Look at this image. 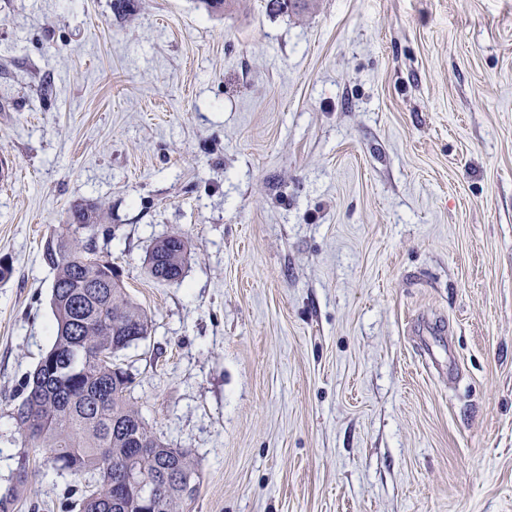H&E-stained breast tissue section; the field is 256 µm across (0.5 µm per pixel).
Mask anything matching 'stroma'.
I'll return each instance as SVG.
<instances>
[{
  "mask_svg": "<svg viewBox=\"0 0 512 512\" xmlns=\"http://www.w3.org/2000/svg\"><path fill=\"white\" fill-rule=\"evenodd\" d=\"M266 4L0 0V490L89 201L180 512H512V0ZM30 456L15 512H62L81 477ZM188 241L178 234L158 239L152 245L147 259L148 271L160 282H176L182 279Z\"/></svg>",
  "mask_w": 512,
  "mask_h": 512,
  "instance_id": "1",
  "label": "stroma"
}]
</instances>
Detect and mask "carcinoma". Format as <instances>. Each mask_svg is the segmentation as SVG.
I'll use <instances>...</instances> for the list:
<instances>
[{"label":"carcinoma","mask_w":512,"mask_h":512,"mask_svg":"<svg viewBox=\"0 0 512 512\" xmlns=\"http://www.w3.org/2000/svg\"><path fill=\"white\" fill-rule=\"evenodd\" d=\"M102 205L69 209L67 250L43 255L54 272L51 307L54 341L22 385L16 422L25 442L45 451L59 472L86 475L66 507L77 512H178L185 481L198 478L188 452L171 448L148 429L130 404L132 378L120 354L150 334L145 311L127 295L112 264L92 256L95 239L80 236L101 223ZM188 241L168 235L152 245L148 271L160 282L182 279ZM30 456L17 453L15 485L0 494V512H14L17 487L28 479ZM129 474L154 480L134 493Z\"/></svg>","instance_id":"obj_1"}]
</instances>
